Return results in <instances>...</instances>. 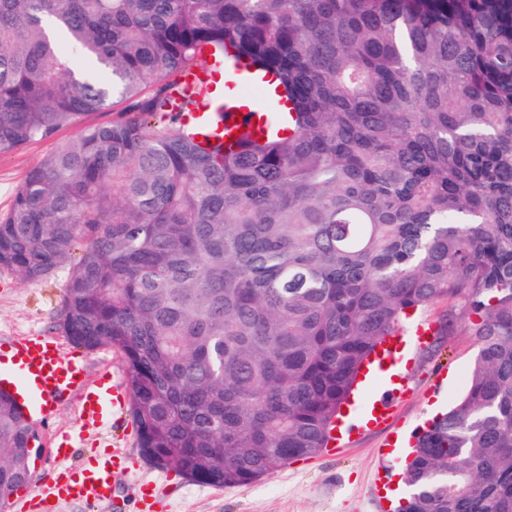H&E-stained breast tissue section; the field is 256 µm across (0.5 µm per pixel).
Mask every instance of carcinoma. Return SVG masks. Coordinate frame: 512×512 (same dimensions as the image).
<instances>
[{"label": "carcinoma", "mask_w": 512, "mask_h": 512, "mask_svg": "<svg viewBox=\"0 0 512 512\" xmlns=\"http://www.w3.org/2000/svg\"><path fill=\"white\" fill-rule=\"evenodd\" d=\"M209 44L289 132L202 149ZM86 126L0 216V268L75 259L59 328L119 350L143 456L233 488L319 455L409 312L477 347L394 512H512V0H0V155ZM37 435L0 393V505Z\"/></svg>", "instance_id": "obj_1"}]
</instances>
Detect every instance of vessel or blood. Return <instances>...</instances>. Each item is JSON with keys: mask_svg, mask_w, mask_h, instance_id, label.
<instances>
[{"mask_svg": "<svg viewBox=\"0 0 512 512\" xmlns=\"http://www.w3.org/2000/svg\"><path fill=\"white\" fill-rule=\"evenodd\" d=\"M202 56L206 67L189 71L183 81L210 92L213 106L224 109V121L213 124L211 113L204 110L182 113L180 121L202 148L209 149L224 145L227 138L241 134L245 128L261 124L264 117L227 101L219 90L224 80L235 82L247 77L245 70L215 57L209 46ZM250 80L259 87L264 84L260 76ZM0 392L10 395L29 418L44 421L56 418L62 401L77 399L82 420L96 425L122 413L129 401L128 389L121 381H113L108 387L100 381L92 382L78 357L47 336L0 339ZM130 470L120 453L104 455L77 475L64 473L52 479L37 497L16 500L14 506L19 512H55L63 501L106 503L112 499L117 476Z\"/></svg>", "mask_w": 512, "mask_h": 512, "instance_id": "1", "label": "vessel or blood"}]
</instances>
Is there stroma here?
I'll return each instance as SVG.
<instances>
[{"mask_svg":"<svg viewBox=\"0 0 512 512\" xmlns=\"http://www.w3.org/2000/svg\"><path fill=\"white\" fill-rule=\"evenodd\" d=\"M79 127L61 131L57 140L38 141L0 156V214L7 212L27 173L51 153L57 142L78 138ZM67 268L38 280H26L0 268V337L60 336L58 314ZM448 313L444 303L419 310L417 319L430 323L433 336L416 342L403 338L392 367L394 381L379 377L362 383L345 417L351 430L336 448L291 462L253 483L218 488L184 479L173 469H161L141 454L132 416L103 426H82L75 400L66 401L56 420L37 428L41 455L32 481L23 493L32 498L58 467L51 454L59 442L72 446L69 466H79L91 456L119 448L136 464L134 474L121 476L119 507L104 504L80 507L60 504L56 512H142L139 485L156 482L164 490L165 512H389L386 495L405 466V444L411 443L424 424L448 408L462 394L476 348L462 332L440 334ZM390 393L391 416L381 424L368 423L370 404Z\"/></svg>","mask_w":512,"mask_h":512,"instance_id":"stroma-1","label":"stroma"}]
</instances>
